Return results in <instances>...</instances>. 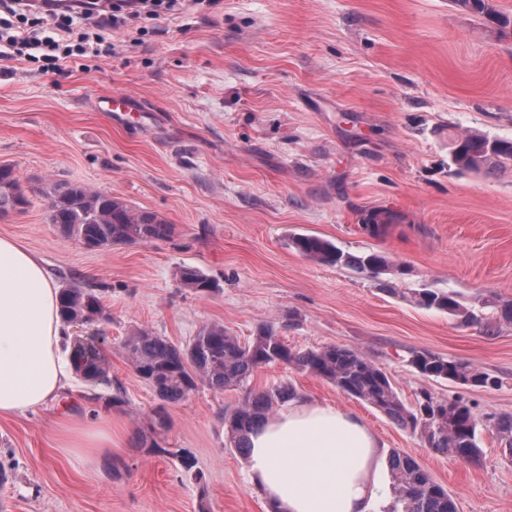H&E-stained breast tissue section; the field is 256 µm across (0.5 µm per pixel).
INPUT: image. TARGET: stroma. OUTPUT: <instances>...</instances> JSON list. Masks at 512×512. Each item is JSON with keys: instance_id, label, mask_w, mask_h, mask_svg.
Returning <instances> with one entry per match:
<instances>
[{"instance_id": "35a3bbf8", "label": "stroma", "mask_w": 512, "mask_h": 512, "mask_svg": "<svg viewBox=\"0 0 512 512\" xmlns=\"http://www.w3.org/2000/svg\"><path fill=\"white\" fill-rule=\"evenodd\" d=\"M141 32L113 34L116 55L80 57L66 73L0 61V165L28 197L0 217V236L40 258L56 286L99 293L109 320L68 328L105 334L112 385L71 378L28 415L0 419V512H269L224 427L244 393L201 387L167 406L151 448L158 399L120 348L146 328L184 344L220 323L248 340L276 323L288 345L363 352L406 405L422 393L464 399L482 419L479 464L433 451L369 405L284 365L258 369L259 389L292 383L297 397L357 414L383 455L424 467L457 512H512V455L491 417L512 415V322L484 335L417 306L429 288L497 319L512 300V166L462 172L449 135L512 138V36L452 0H219L161 11ZM125 94L142 117L101 111ZM80 183L172 224L164 240L87 249L48 220L46 183ZM378 213L379 234L364 230ZM296 234L343 252L376 251L396 266L377 280L301 255ZM200 269L219 289L182 287ZM415 351L489 373L491 387L421 376ZM118 422L123 446L88 460L57 448L65 417ZM185 451L193 474L174 456Z\"/></svg>"}]
</instances>
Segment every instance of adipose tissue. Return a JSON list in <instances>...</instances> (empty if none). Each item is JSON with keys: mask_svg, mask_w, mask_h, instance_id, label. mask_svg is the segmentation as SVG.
Masks as SVG:
<instances>
[{"mask_svg": "<svg viewBox=\"0 0 512 512\" xmlns=\"http://www.w3.org/2000/svg\"><path fill=\"white\" fill-rule=\"evenodd\" d=\"M57 287L19 242L0 237V417L27 414L68 384ZM59 447L89 459L120 447L111 428L69 419ZM252 481L279 512H371L384 490L379 443L362 419L340 408L292 401L248 436Z\"/></svg>", "mask_w": 512, "mask_h": 512, "instance_id": "1", "label": "adipose tissue"}]
</instances>
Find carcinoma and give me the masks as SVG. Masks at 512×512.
<instances>
[{
	"instance_id": "carcinoma-1",
	"label": "carcinoma",
	"mask_w": 512,
	"mask_h": 512,
	"mask_svg": "<svg viewBox=\"0 0 512 512\" xmlns=\"http://www.w3.org/2000/svg\"><path fill=\"white\" fill-rule=\"evenodd\" d=\"M460 9L493 19L500 33L512 30V13L501 11L495 0H453ZM483 133L456 135L449 149L460 148L461 156L451 159L461 171L490 172L512 165V141L500 140V148L486 150ZM27 197L9 168L0 167V216L23 208ZM48 210L53 223L77 238L87 248L161 240L172 233V225L157 216L139 212L123 201L83 184L60 183L49 191ZM303 256L331 266H346L377 278L392 269L389 258L377 252L352 255L315 235L292 240ZM186 288L214 292L216 281L203 272L186 267L180 271ZM416 305L448 313L462 325L482 324L493 336L497 323L464 307L451 292L424 289L413 296ZM59 315L66 324L92 325L108 320L99 294L91 289L68 285L59 289ZM103 336H75L70 339L69 359L74 374L83 382L112 388L109 362L101 352ZM138 376L160 401L153 428H166L165 405L177 403L198 385L215 392L238 387L246 390L242 401L224 413L226 431L238 452L249 454L247 435L278 408L295 398L292 384H273L261 390L248 387L254 373L271 364H282L323 379L350 397L359 399L387 415L398 425L419 434L434 451L464 463L481 461L480 418L461 399L442 400L422 394L416 408L400 399L388 375L360 351L338 345L295 350L288 347L272 323L260 325L247 342H241L219 323L203 326L188 343L176 345L152 331L138 328L121 344ZM411 363L424 376L462 385L485 386L490 377L470 365L415 352ZM505 451L512 454V415L499 416L494 423ZM393 501L389 512H457L447 490L438 484L412 456L394 451L389 458Z\"/></svg>"
}]
</instances>
